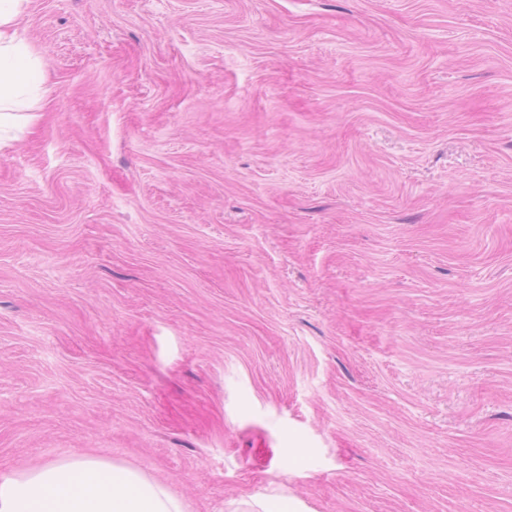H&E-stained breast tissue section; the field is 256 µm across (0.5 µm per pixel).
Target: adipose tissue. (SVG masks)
<instances>
[{"instance_id":"adipose-tissue-1","label":"adipose tissue","mask_w":512,"mask_h":512,"mask_svg":"<svg viewBox=\"0 0 512 512\" xmlns=\"http://www.w3.org/2000/svg\"><path fill=\"white\" fill-rule=\"evenodd\" d=\"M29 0H0V127L46 103L39 53L17 26ZM0 512H188L185 501L141 470L74 456L0 476Z\"/></svg>"}]
</instances>
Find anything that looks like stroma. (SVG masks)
Segmentation results:
<instances>
[{"label":"stroma","mask_w":512,"mask_h":512,"mask_svg":"<svg viewBox=\"0 0 512 512\" xmlns=\"http://www.w3.org/2000/svg\"><path fill=\"white\" fill-rule=\"evenodd\" d=\"M0 134V474L188 512H512V0H31ZM30 0L0 1V128L46 103L53 94L39 53L17 26ZM0 512H188L167 485L136 468L86 456L0 476Z\"/></svg>","instance_id":"stroma-1"}]
</instances>
